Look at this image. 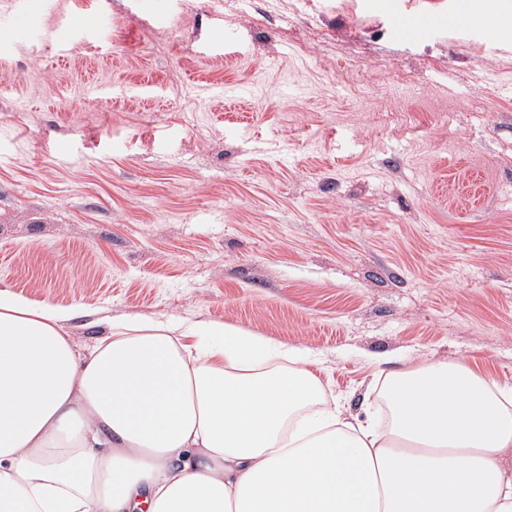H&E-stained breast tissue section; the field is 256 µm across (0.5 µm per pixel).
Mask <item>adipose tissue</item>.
Segmentation results:
<instances>
[{
  "instance_id": "ef3b65f1",
  "label": "adipose tissue",
  "mask_w": 512,
  "mask_h": 512,
  "mask_svg": "<svg viewBox=\"0 0 512 512\" xmlns=\"http://www.w3.org/2000/svg\"><path fill=\"white\" fill-rule=\"evenodd\" d=\"M0 291V512H512V388L425 361L386 429L327 401L313 354L233 324L114 322Z\"/></svg>"
}]
</instances>
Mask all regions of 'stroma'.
Returning <instances> with one entry per match:
<instances>
[{"instance_id":"1","label":"stroma","mask_w":512,"mask_h":512,"mask_svg":"<svg viewBox=\"0 0 512 512\" xmlns=\"http://www.w3.org/2000/svg\"><path fill=\"white\" fill-rule=\"evenodd\" d=\"M223 3L33 0L19 44L0 0V290L82 347L135 315L302 346L382 425L427 359L512 387V0L492 39L466 0Z\"/></svg>"}]
</instances>
